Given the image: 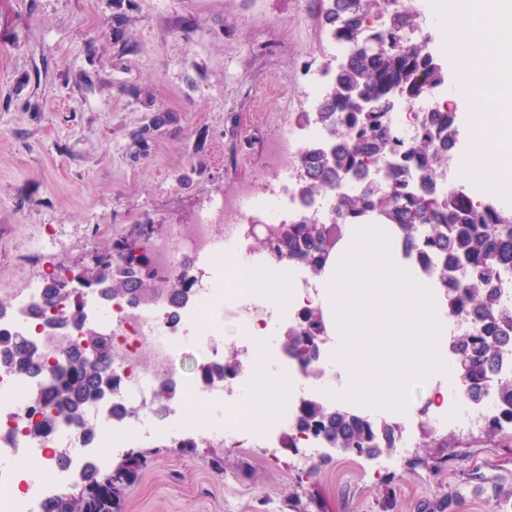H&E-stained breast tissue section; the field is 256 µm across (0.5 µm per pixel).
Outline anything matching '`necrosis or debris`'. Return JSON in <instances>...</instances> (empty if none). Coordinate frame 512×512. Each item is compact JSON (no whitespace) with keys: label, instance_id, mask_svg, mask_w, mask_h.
I'll use <instances>...</instances> for the list:
<instances>
[{"label":"necrosis or debris","instance_id":"4bbe7bcc","mask_svg":"<svg viewBox=\"0 0 512 512\" xmlns=\"http://www.w3.org/2000/svg\"><path fill=\"white\" fill-rule=\"evenodd\" d=\"M449 92H438L421 97L412 103L397 102L389 114L390 122L402 143L413 144L421 133L417 116L422 112L443 110L448 104ZM306 138H299L293 131H285L269 147V170L276 191L257 192L253 186H245L232 198L217 201L206 214L193 224H173L167 233L153 240L148 247L149 266L166 269L182 275L188 293L195 297L192 309H169L166 299L158 302L131 306L128 301H97L96 310L102 328L112 336V371L118 377L121 391L118 399L122 404H133L137 413L150 414L157 420L155 437L167 441L183 435V425L170 422V410L160 408L154 401L161 385H178L173 370L178 347L194 341L205 362H213L218 354L212 339L223 337L225 344L239 346L243 359L241 368L250 366L256 347L267 346L272 340L277 319L288 315L290 321H298L310 307L317 305L319 290L305 265L297 259L283 260L273 251H265L261 262H254L251 226H278L282 207L300 212L305 207L315 209L322 222L332 223L336 199L342 194H353L359 188L356 180L344 181L337 189L315 197L311 204H304L294 183L302 170L301 159L309 142L322 140L324 130L317 122L307 125ZM225 241L234 249L238 265L256 271L282 273L291 283L287 301L275 305H248L237 295L239 285L235 277L217 279L209 269L215 266L222 254L218 241ZM48 271L31 276L25 288L19 289L12 302L11 316L0 319V331L24 335L34 346L37 356L48 353L49 345L71 348L78 344L85 329L68 325L49 334L46 323L57 317L60 309L68 307V300L55 305L43 302V292ZM215 311V321L207 336L198 337L194 328L204 309ZM331 336L320 341L322 355L309 365L289 357L284 348H277L272 367L288 376H300L311 380L310 389H296L288 396V404L280 417L272 423H263L250 429L236 425L233 419L218 422L212 411L227 405L235 406L245 397L241 387L226 390L216 383H197L193 396L198 406L193 426L197 435L238 442L246 438L274 441L287 435L299 448H316L320 442L310 431L301 429L299 415L306 392L315 393L327 404H334V391L329 386L333 379L335 356ZM30 405L28 386L12 373L0 371V446L33 449V456L23 462L0 470V512H37L41 496L52 494L65 477L66 467L55 454L61 444H69L70 456L80 459L89 448H101L105 444H125L131 441L132 428L116 425L110 437L95 433L83 437L74 425H58L51 433L32 437L25 426ZM499 409V399L494 388H487L480 403H472L465 394L457 374L435 379L432 396L426 412L427 422L434 430L465 432L475 427L477 420L491 417ZM41 470L44 478L40 484V496L28 495L34 470Z\"/></svg>","mask_w":512,"mask_h":512}]
</instances>
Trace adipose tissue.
<instances>
[{
  "label": "adipose tissue",
  "instance_id": "adipose-tissue-1",
  "mask_svg": "<svg viewBox=\"0 0 512 512\" xmlns=\"http://www.w3.org/2000/svg\"><path fill=\"white\" fill-rule=\"evenodd\" d=\"M453 11L464 14L470 40L460 55L452 56V65L466 63L469 71L481 74L501 70L498 57L483 52L486 44L512 46V0H455ZM461 120L471 132L468 147L458 157L456 175L477 183L484 192L499 198L512 196V78L497 82H480L470 88ZM494 160L493 171L475 163L476 158ZM291 389L287 381L277 378L264 364H257L250 394L238 422L251 427L272 418L279 402Z\"/></svg>",
  "mask_w": 512,
  "mask_h": 512
}]
</instances>
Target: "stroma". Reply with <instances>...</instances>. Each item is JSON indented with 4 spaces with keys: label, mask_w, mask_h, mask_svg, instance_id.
I'll list each match as a JSON object with an SVG mask.
<instances>
[{
    "label": "stroma",
    "mask_w": 512,
    "mask_h": 512,
    "mask_svg": "<svg viewBox=\"0 0 512 512\" xmlns=\"http://www.w3.org/2000/svg\"><path fill=\"white\" fill-rule=\"evenodd\" d=\"M320 0H0V300L27 273L83 269L147 226L194 223L213 197L264 190L265 150L296 124L329 63ZM168 113L158 127L156 113ZM60 232L36 245L45 225ZM453 448L414 438L392 467L302 451H193L150 435L148 465L115 512H417L455 489L456 512H492L512 490V439Z\"/></svg>",
    "instance_id": "stroma-1"
}]
</instances>
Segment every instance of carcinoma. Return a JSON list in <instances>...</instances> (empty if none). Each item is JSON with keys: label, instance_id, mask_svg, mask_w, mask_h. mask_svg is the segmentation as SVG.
<instances>
[{"label": "carcinoma", "instance_id": "obj_1", "mask_svg": "<svg viewBox=\"0 0 512 512\" xmlns=\"http://www.w3.org/2000/svg\"><path fill=\"white\" fill-rule=\"evenodd\" d=\"M323 21L337 41L349 46L346 64L336 71L316 110L317 121L332 140L313 143L306 151V176L300 196L311 199L341 180L366 176L367 162L381 159L387 172L384 181L369 182L358 195L338 197L334 209L338 224H362L374 220L396 227L405 252L431 250L438 261L429 274L443 286L448 313L475 315L478 322L458 337L454 345L457 370L472 400L480 399L499 367L501 349L512 344V310L500 307L495 284L512 273V210L498 206L491 197L473 199L463 187L448 190V197L434 192L435 176L448 164L443 148L456 140V113L450 109L425 114L422 135L405 148L394 137L389 113L400 99H416L445 84L443 68L429 52L428 41L409 44L402 27L416 25L420 10L416 0H326ZM415 172L417 185L404 177ZM280 258L299 257L310 274H323L332 259L336 241L322 223L308 217L280 225L274 238ZM109 282L110 297L133 299L154 289L155 275L147 267L146 246L137 240L120 241L95 258L80 276H57L48 282L44 299L76 297L83 290L98 292ZM163 292L178 306L188 302L184 278L175 276ZM324 315L310 309L300 325L288 329L283 342L288 353L304 365L313 361ZM238 367L230 355L201 370L206 381L222 382ZM31 379L29 402L42 412L30 426L39 437L48 434L58 419L80 423L85 434L93 422H81L88 403L106 402L117 390L112 373V337L91 330L83 345L58 353L54 363L39 367L29 341L21 336H0V371ZM500 411L485 423L490 438L512 434V377L496 378ZM300 426L323 441L340 444L354 454L384 446L392 439L364 417L341 406L336 410L321 400L303 401ZM145 457L131 451L110 474L101 473L95 461L86 459L78 473L82 487L67 497L50 496L43 512H112L114 502L144 466ZM457 496L445 493L418 505V512H455Z\"/></svg>", "mask_w": 512, "mask_h": 512}]
</instances>
